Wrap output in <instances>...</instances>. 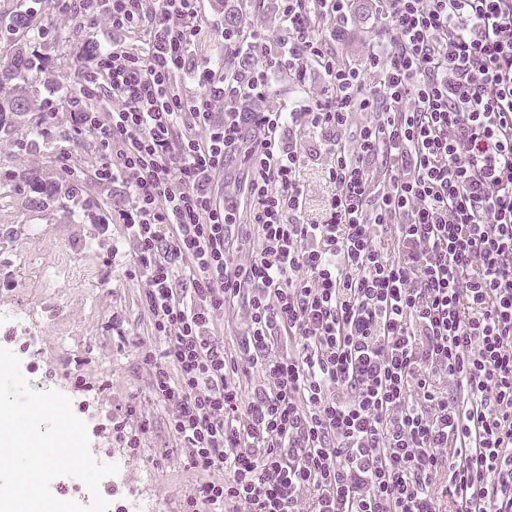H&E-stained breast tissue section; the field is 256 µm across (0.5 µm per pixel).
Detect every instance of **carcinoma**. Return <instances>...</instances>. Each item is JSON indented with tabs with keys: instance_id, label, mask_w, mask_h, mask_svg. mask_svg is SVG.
I'll use <instances>...</instances> for the list:
<instances>
[{
	"instance_id": "1",
	"label": "carcinoma",
	"mask_w": 512,
	"mask_h": 512,
	"mask_svg": "<svg viewBox=\"0 0 512 512\" xmlns=\"http://www.w3.org/2000/svg\"><path fill=\"white\" fill-rule=\"evenodd\" d=\"M40 70L41 62L20 47L5 56L3 67L0 68V82L12 81L14 89L9 97L0 101L1 130L5 131L15 126L18 120L31 111L33 95L29 87Z\"/></svg>"
}]
</instances>
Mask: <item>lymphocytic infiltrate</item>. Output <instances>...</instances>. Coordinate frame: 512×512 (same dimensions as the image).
Masks as SVG:
<instances>
[{
	"label": "lymphocytic infiltrate",
	"mask_w": 512,
	"mask_h": 512,
	"mask_svg": "<svg viewBox=\"0 0 512 512\" xmlns=\"http://www.w3.org/2000/svg\"><path fill=\"white\" fill-rule=\"evenodd\" d=\"M275 2L283 52L236 66L257 32L227 27L217 71L188 67L198 0H56L107 37L32 130L93 138L121 191V245L95 227L102 280L122 253L145 283L152 397L191 467L225 475L187 512H441L442 495L512 512V0H374L385 24L357 67L317 30L343 34L354 0ZM312 67L301 103L269 104L274 74ZM104 94L113 110L88 111ZM307 137L333 157L317 218ZM243 232L257 247L237 261ZM236 306L230 353L216 323Z\"/></svg>",
	"instance_id": "lymphocytic-infiltrate-1"
}]
</instances>
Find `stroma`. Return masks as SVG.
<instances>
[{
	"instance_id": "35a3bbf8",
	"label": "stroma",
	"mask_w": 512,
	"mask_h": 512,
	"mask_svg": "<svg viewBox=\"0 0 512 512\" xmlns=\"http://www.w3.org/2000/svg\"><path fill=\"white\" fill-rule=\"evenodd\" d=\"M37 13L42 23L56 24L54 0H0V27L8 26L18 14ZM356 19L342 39L327 38L326 47L352 66H359L373 43L379 21L371 0H357ZM257 21L259 46L251 63L263 61L266 52L278 51L287 38L274 0H199L197 22L201 31L192 48L194 65L216 61L224 49L218 29L225 16ZM47 38L31 39L28 31L17 30L11 44L38 51L43 71L33 83L36 100L49 94L64 95L75 70L91 65L87 52L89 34L78 19L56 24ZM33 117H26L11 131L0 134V226L21 224L25 234L8 243L12 287H0V347L13 351L21 360L24 375L37 389H55L79 407L87 424L90 450L100 461L119 466L120 480L104 478L102 487L111 489L110 503L133 506L134 512H183L185 496L200 481H223L220 470L200 474L191 469L166 427L164 409L154 403L149 372L142 361V349L155 346L149 334V319L141 298L143 286L125 275L126 259L112 261V281L94 288H81L67 280H57L48 293L29 285L30 277L41 269L45 255L68 264L73 250L92 244L93 226L108 217L111 196L92 176L99 161L93 139H85L79 149L64 141L48 145L35 161L20 166L18 149L30 138ZM73 152L74 162L85 173L78 183H70L57 163L61 153ZM40 177L43 182L71 187L65 203L38 205L32 193L19 192L18 183ZM123 323V335L112 331L113 319ZM81 373L86 388L75 387L74 373ZM142 404L152 426L141 448L122 446L104 431L106 410L122 403Z\"/></svg>"
}]
</instances>
